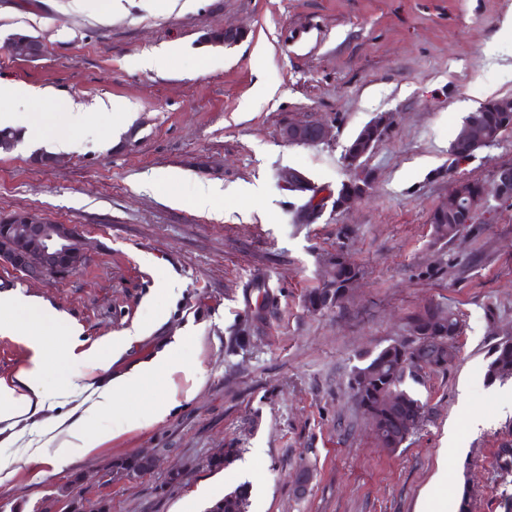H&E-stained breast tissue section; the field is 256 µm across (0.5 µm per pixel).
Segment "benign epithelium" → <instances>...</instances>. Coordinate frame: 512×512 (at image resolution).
I'll return each mask as SVG.
<instances>
[{"label":"benign epithelium","mask_w":512,"mask_h":512,"mask_svg":"<svg viewBox=\"0 0 512 512\" xmlns=\"http://www.w3.org/2000/svg\"><path fill=\"white\" fill-rule=\"evenodd\" d=\"M13 57L34 61L44 54L39 39L17 35L9 46ZM326 137L325 126L316 131L303 124L288 129L287 139L295 144L320 142ZM485 137L479 121L470 119L463 124L459 139L468 142ZM495 194L500 199H512V166L499 169L495 177ZM80 241L71 224H56L29 211H17L0 221V264L8 263L32 278L48 274L66 276L79 266L76 243Z\"/></svg>","instance_id":"1"}]
</instances>
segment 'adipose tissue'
<instances>
[{"instance_id": "ef3b65f1", "label": "adipose tissue", "mask_w": 512, "mask_h": 512, "mask_svg": "<svg viewBox=\"0 0 512 512\" xmlns=\"http://www.w3.org/2000/svg\"><path fill=\"white\" fill-rule=\"evenodd\" d=\"M0 98L25 106L21 112L0 113V126L31 134L43 124H53L56 128L53 148L58 152L70 148L71 130L86 126L95 114L73 103L66 105L64 112L59 114L28 111V104L41 100L42 94L24 84L0 83ZM45 317L42 305L33 298L23 295L0 297V333L28 336L31 347L36 350L48 347L51 339L47 336H29L28 326L32 321ZM141 336V327L135 325L126 329L122 336L105 338L77 354H65V364L70 370L68 387L71 394L82 397L87 412L102 415L113 413L119 397L138 389L158 370L170 374L180 371V364L166 355L159 363L147 364L98 386L80 382V367L103 366L113 354L138 342ZM40 373L41 367L36 364L23 379L21 387L0 384V424L8 432L9 446L8 451L0 450V484L9 480L19 465L37 458L60 463L75 450L90 452L107 439L102 430L88 427L83 417L57 413L54 397L43 391L38 383Z\"/></svg>"}]
</instances>
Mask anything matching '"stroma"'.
Returning a JSON list of instances; mask_svg holds the SVG:
<instances>
[{
  "mask_svg": "<svg viewBox=\"0 0 512 512\" xmlns=\"http://www.w3.org/2000/svg\"><path fill=\"white\" fill-rule=\"evenodd\" d=\"M235 28L232 44L211 41ZM25 32L43 41L34 62L0 48V82L47 92L38 112L66 99L128 110L72 131V148L51 151L52 127L0 150V214L37 213L74 225L88 258L70 276L33 279L0 264V294L37 297L51 316L30 332L54 337L40 377L47 391L65 377L59 359L78 343L141 340L114 359L118 376L179 343L177 358L204 378L158 373L117 408L136 415L178 397L165 421L114 436L67 464L32 462L0 485V512H206L239 486L247 512H423L439 466L443 512L470 495L472 512H500L496 451L512 440V380L486 376L488 349L512 336V200L494 199V175L512 166V129L498 143L455 160L451 146L482 103L512 98V0H194L190 9L126 0H0V41ZM168 48L163 72L139 67ZM271 99L242 104L259 81ZM389 116L361 163L369 193L343 209L333 201L356 169L346 147ZM326 124L328 138L296 145L288 126ZM304 174L324 207L295 223L305 194L280 174ZM456 179L480 182L491 199L450 243L436 242L431 210ZM224 192L198 209L200 185ZM360 275L343 307L310 312L331 255ZM274 304L244 349L229 336L263 293ZM441 303L460 316V352L445 371L425 370L408 390L426 405L396 451L379 447L350 388L367 354L405 335L409 313ZM34 352L0 334V383L18 385ZM486 418L473 429L470 419ZM233 449L222 470L210 456ZM148 456L150 470L122 476L114 464ZM305 488H297L299 475Z\"/></svg>",
  "mask_w": 512,
  "mask_h": 512,
  "instance_id": "1",
  "label": "stroma"
}]
</instances>
